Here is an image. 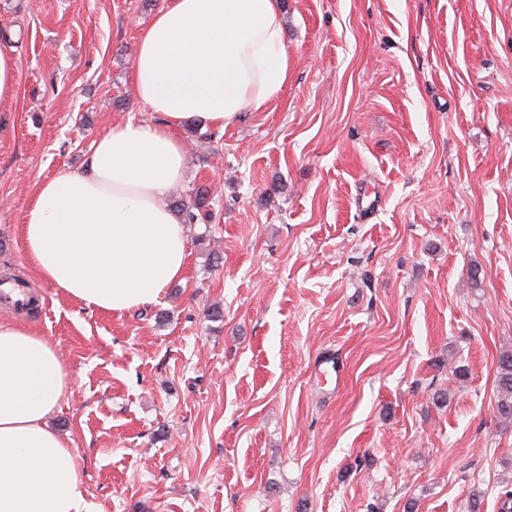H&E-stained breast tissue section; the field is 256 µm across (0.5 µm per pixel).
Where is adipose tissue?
I'll return each instance as SVG.
<instances>
[{
    "mask_svg": "<svg viewBox=\"0 0 512 512\" xmlns=\"http://www.w3.org/2000/svg\"><path fill=\"white\" fill-rule=\"evenodd\" d=\"M132 78L155 121L102 131L85 168L38 184L22 226L42 280L118 315L184 278V228L163 203L185 176L179 129L224 128L284 88L279 0H166L140 35ZM67 389L51 340L0 320V512H84L70 448L48 424Z\"/></svg>",
    "mask_w": 512,
    "mask_h": 512,
    "instance_id": "1",
    "label": "adipose tissue"
}]
</instances>
